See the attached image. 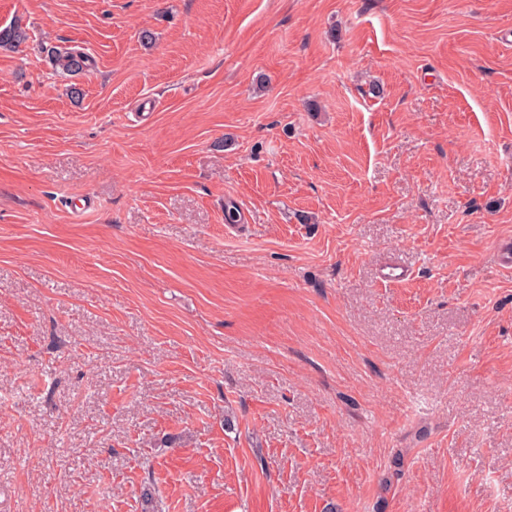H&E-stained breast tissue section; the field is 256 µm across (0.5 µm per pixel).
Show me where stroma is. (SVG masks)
I'll return each instance as SVG.
<instances>
[{"label":"stroma","instance_id":"35a3bbf8","mask_svg":"<svg viewBox=\"0 0 512 512\" xmlns=\"http://www.w3.org/2000/svg\"><path fill=\"white\" fill-rule=\"evenodd\" d=\"M14 21L0 512H512V0ZM47 54L56 72L63 74H79L92 64V58L81 50L50 47L47 49Z\"/></svg>","mask_w":512,"mask_h":512}]
</instances>
